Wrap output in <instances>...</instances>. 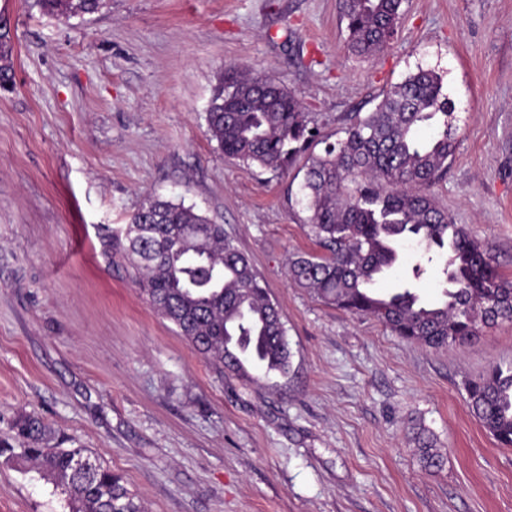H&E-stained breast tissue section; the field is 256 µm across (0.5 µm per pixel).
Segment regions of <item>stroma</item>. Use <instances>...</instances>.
Listing matches in <instances>:
<instances>
[{
  "instance_id": "obj_1",
  "label": "stroma",
  "mask_w": 512,
  "mask_h": 512,
  "mask_svg": "<svg viewBox=\"0 0 512 512\" xmlns=\"http://www.w3.org/2000/svg\"><path fill=\"white\" fill-rule=\"evenodd\" d=\"M340 0H107L70 19L0 0V439L34 412L119 474L148 512H512V447L465 384L512 364V321L434 349L318 300L288 276L318 253L304 158L247 167L210 140L227 64L265 72L336 141L418 68L441 74L458 147L433 188L512 279V0H403L375 57L346 47ZM223 225L287 329V376L249 381L200 356L102 244L148 197ZM426 272L414 279L412 268ZM442 257L403 249L381 287L442 298ZM434 437L440 468L412 441ZM0 512H69L29 462L0 456Z\"/></svg>"
}]
</instances>
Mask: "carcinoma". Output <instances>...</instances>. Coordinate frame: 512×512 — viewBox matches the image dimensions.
Instances as JSON below:
<instances>
[{
    "label": "carcinoma",
    "instance_id": "1",
    "mask_svg": "<svg viewBox=\"0 0 512 512\" xmlns=\"http://www.w3.org/2000/svg\"><path fill=\"white\" fill-rule=\"evenodd\" d=\"M48 14L99 11L105 0H39ZM402 0H342L349 50L380 51L394 36ZM452 103L442 78L418 69L384 94L375 110L355 115L344 136L308 157L300 202L306 227L324 250L298 255L289 276L321 301L370 315L396 335L431 348L467 343L499 319L512 320V280L431 191L457 147ZM210 138L247 166L278 170L315 138L301 99L264 73L225 69L207 110ZM416 242L447 253L443 300L429 305L411 287L377 285ZM150 306L206 360L246 378L285 377L291 350L281 314L249 258L224 225L194 207L154 198L107 240ZM474 417L512 447V365L495 366L466 385ZM20 455L65 494L72 512H144L142 502L85 448H65L35 414L14 422ZM423 466L443 457L416 433Z\"/></svg>",
    "mask_w": 512,
    "mask_h": 512
}]
</instances>
